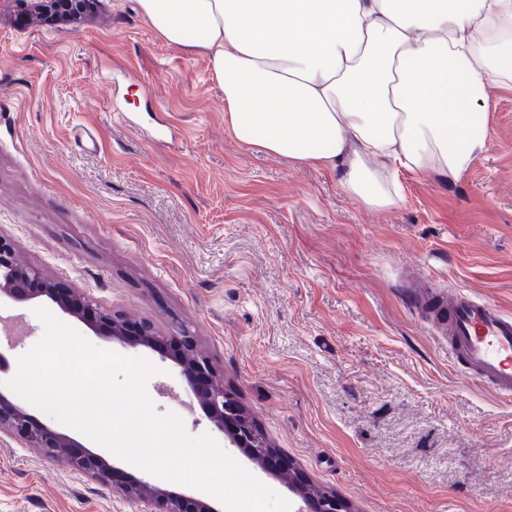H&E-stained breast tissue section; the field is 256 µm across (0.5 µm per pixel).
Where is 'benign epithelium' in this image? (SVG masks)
<instances>
[{"mask_svg":"<svg viewBox=\"0 0 512 512\" xmlns=\"http://www.w3.org/2000/svg\"><path fill=\"white\" fill-rule=\"evenodd\" d=\"M100 6L103 0H28V12L35 16L52 15L61 20L81 14L88 4ZM18 302L53 301L62 313L83 322L91 331L130 347L153 348L165 342L179 345L171 354L180 374L207 420L225 434L234 447L249 446L252 461L265 471L275 472L280 459L267 440L254 430L235 397L224 390V383L196 348L195 338L176 324L169 336H157L147 325L132 323L102 311L78 289L64 291L40 268L21 264L12 244L0 238V298ZM32 444L51 456H66L77 472L103 488L141 506V512H221L195 496L163 488L144 479L122 484L112 482V466L106 458L82 448L77 440L57 425L44 422L36 414L15 403L0 391V436ZM336 495L326 493L312 503L314 512H344Z\"/></svg>","mask_w":512,"mask_h":512,"instance_id":"1","label":"benign epithelium"}]
</instances>
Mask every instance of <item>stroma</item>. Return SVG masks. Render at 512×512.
Here are the masks:
<instances>
[{
    "label": "stroma",
    "mask_w": 512,
    "mask_h": 512,
    "mask_svg": "<svg viewBox=\"0 0 512 512\" xmlns=\"http://www.w3.org/2000/svg\"><path fill=\"white\" fill-rule=\"evenodd\" d=\"M0 0V238L101 308L180 321L290 476L348 512H512V402L448 359L408 282L512 311V87L489 91V148L459 181L406 174L367 209L338 173L241 144L204 57L137 0L20 22ZM125 120H118V113ZM42 338L34 305L0 300ZM157 367L146 390L212 432L166 351L85 330ZM0 512H138L67 459L0 442Z\"/></svg>",
    "instance_id": "obj_1"
}]
</instances>
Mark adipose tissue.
Masks as SVG:
<instances>
[{
	"label": "adipose tissue",
	"instance_id": "ef3b65f1",
	"mask_svg": "<svg viewBox=\"0 0 512 512\" xmlns=\"http://www.w3.org/2000/svg\"><path fill=\"white\" fill-rule=\"evenodd\" d=\"M138 8L164 41L205 57L239 142L339 172L372 210L399 202L402 173L458 180L488 147V87L512 82V0Z\"/></svg>",
	"mask_w": 512,
	"mask_h": 512
}]
</instances>
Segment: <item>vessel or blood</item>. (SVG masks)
<instances>
[{"label": "vessel or blood", "instance_id": "1", "mask_svg": "<svg viewBox=\"0 0 512 512\" xmlns=\"http://www.w3.org/2000/svg\"><path fill=\"white\" fill-rule=\"evenodd\" d=\"M444 325L448 355L503 398L512 397V313L487 299L460 291L431 306Z\"/></svg>", "mask_w": 512, "mask_h": 512}]
</instances>
